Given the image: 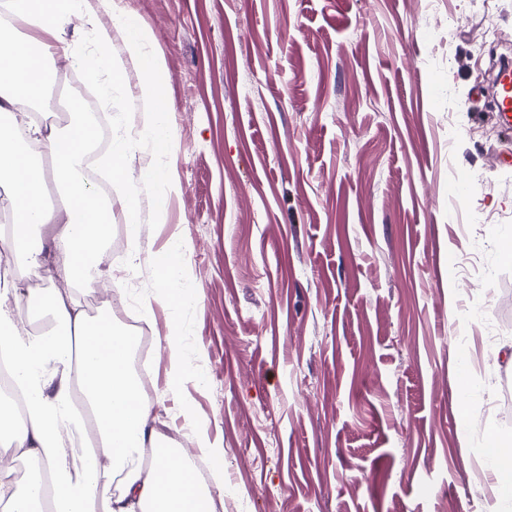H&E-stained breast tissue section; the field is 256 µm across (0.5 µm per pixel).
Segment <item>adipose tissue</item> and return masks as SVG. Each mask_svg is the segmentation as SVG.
<instances>
[{
    "mask_svg": "<svg viewBox=\"0 0 512 512\" xmlns=\"http://www.w3.org/2000/svg\"><path fill=\"white\" fill-rule=\"evenodd\" d=\"M84 0H8L11 21H0V112L40 100L49 84L53 56L67 52L57 37L64 24L83 16ZM26 20L36 36L14 40L15 20ZM112 32L96 31V50L81 66L90 80L123 73L112 59ZM51 167L20 148L15 124L0 123V177L8 190L0 206L12 215L0 230V247L22 257L29 273L48 275L88 291L97 288L96 255L110 236V207L88 189L78 168L94 137L93 127L66 136L29 125ZM62 177L66 205L46 204L50 177ZM45 323L38 332H19L9 310L0 308V353L11 365L25 417L13 422L0 413V432L15 448L38 461L20 495L0 477V500L11 512H217L193 467L178 449L164 444L154 428L155 403L140 389L132 367L134 338L111 313L88 317L58 288L36 297ZM481 454L495 473L490 512H512V457L495 440Z\"/></svg>",
    "mask_w": 512,
    "mask_h": 512,
    "instance_id": "obj_1",
    "label": "adipose tissue"
}]
</instances>
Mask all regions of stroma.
I'll return each mask as SVG.
<instances>
[{"mask_svg":"<svg viewBox=\"0 0 512 512\" xmlns=\"http://www.w3.org/2000/svg\"><path fill=\"white\" fill-rule=\"evenodd\" d=\"M165 73L172 179L157 227L141 196L120 249L129 313L160 336L156 427L220 465L218 512H484L478 450L512 455V132L485 88L512 0H121ZM130 100L141 70L103 0ZM483 174L473 225L448 206ZM181 244L161 299L154 257ZM491 364L472 368L485 327ZM172 336L184 386L167 388ZM484 410L464 421L463 406ZM482 467V479L473 476ZM179 248L180 246L175 243L167 252L164 253L171 258L168 263L159 265L155 262L161 288H163L164 301L171 304L187 303L186 297L182 291L178 288H172L180 273V266L178 263Z\"/></svg>","mask_w":512,"mask_h":512,"instance_id":"1","label":"stroma"}]
</instances>
